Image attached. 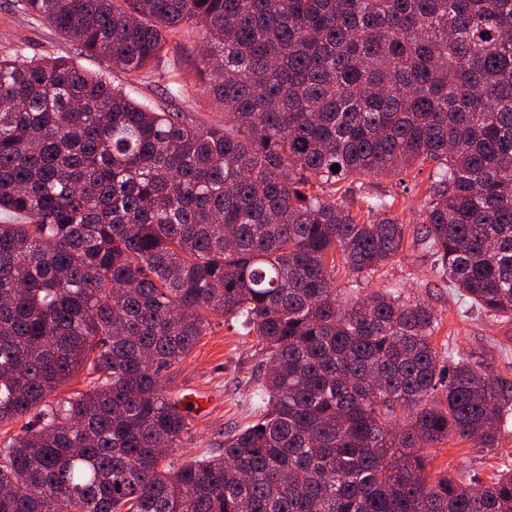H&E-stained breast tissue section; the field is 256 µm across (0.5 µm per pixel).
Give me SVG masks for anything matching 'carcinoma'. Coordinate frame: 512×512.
Segmentation results:
<instances>
[{
    "instance_id": "carcinoma-1",
    "label": "carcinoma",
    "mask_w": 512,
    "mask_h": 512,
    "mask_svg": "<svg viewBox=\"0 0 512 512\" xmlns=\"http://www.w3.org/2000/svg\"><path fill=\"white\" fill-rule=\"evenodd\" d=\"M19 6L128 75L195 30L224 123L0 60V512H512L510 469L429 473L445 440L494 447L508 389L439 354L425 301L360 294L407 225L340 187L432 167L415 243L512 317V0ZM212 316L265 351L261 410L181 461L164 377Z\"/></svg>"
}]
</instances>
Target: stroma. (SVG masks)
Returning <instances> with one entry per match:
<instances>
[{"label":"stroma","instance_id":"stroma-1","mask_svg":"<svg viewBox=\"0 0 512 512\" xmlns=\"http://www.w3.org/2000/svg\"><path fill=\"white\" fill-rule=\"evenodd\" d=\"M203 46L195 34L178 38L142 77H131L113 68L108 60L83 55L44 21L22 13L15 0H0V57L18 60L67 57L84 69L110 76L130 97L159 101L170 75H177L185 89L173 108L188 122L207 127L223 121L224 107L204 93L195 72ZM428 179L420 173L399 182L393 177H371L350 187L355 202L366 199L393 200L392 215L408 228L420 222L419 211ZM363 287L398 290L425 300L437 312L434 340L451 358L474 355L512 388V319H495L481 313L469 299L443 281L433 261L413 245L380 272L363 279ZM266 363L254 337L244 336L223 318H212L206 336L169 375L173 396L201 392L211 396L207 414L190 415L192 434L184 443V458L213 455L224 450L226 434L242 428L258 410L257 379ZM512 469V420L502 429L494 448H481L469 441L443 442L435 447L432 473L470 474L486 481L504 468Z\"/></svg>","mask_w":512,"mask_h":512}]
</instances>
